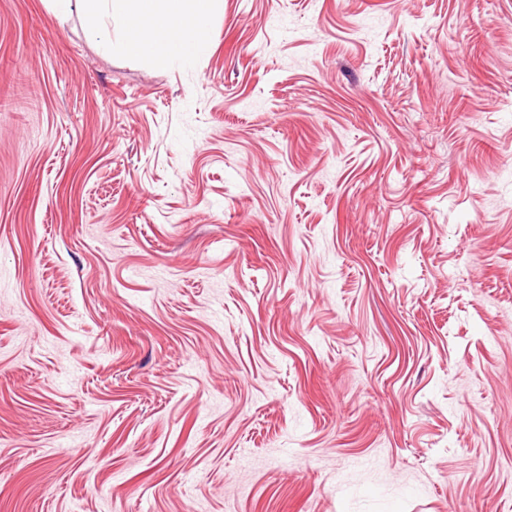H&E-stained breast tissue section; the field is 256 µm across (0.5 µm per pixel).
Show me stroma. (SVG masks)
Segmentation results:
<instances>
[{"label": "stroma", "mask_w": 512, "mask_h": 512, "mask_svg": "<svg viewBox=\"0 0 512 512\" xmlns=\"http://www.w3.org/2000/svg\"><path fill=\"white\" fill-rule=\"evenodd\" d=\"M120 32L0 0V512H512V0Z\"/></svg>", "instance_id": "1"}]
</instances>
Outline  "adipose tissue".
I'll return each instance as SVG.
<instances>
[{"label":"adipose tissue","instance_id":"adipose-tissue-1","mask_svg":"<svg viewBox=\"0 0 512 512\" xmlns=\"http://www.w3.org/2000/svg\"><path fill=\"white\" fill-rule=\"evenodd\" d=\"M86 22L100 29L104 19L123 25L125 35L105 40L109 52L129 47L152 60L188 65L206 54L207 29L221 0H81Z\"/></svg>","mask_w":512,"mask_h":512}]
</instances>
